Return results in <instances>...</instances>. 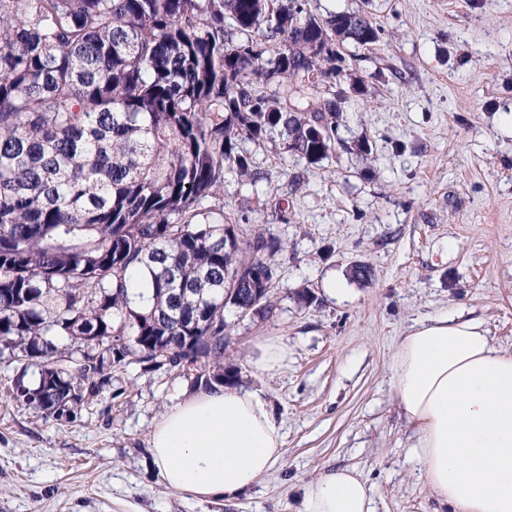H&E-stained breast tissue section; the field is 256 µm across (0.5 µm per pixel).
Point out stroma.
Here are the masks:
<instances>
[{"label":"stroma","instance_id":"stroma-1","mask_svg":"<svg viewBox=\"0 0 512 512\" xmlns=\"http://www.w3.org/2000/svg\"><path fill=\"white\" fill-rule=\"evenodd\" d=\"M363 12L379 42L348 46L340 144L319 163L280 141L244 142L258 174L225 169L229 221L282 240L269 319L227 315L225 365L262 388L285 453L236 497L167 489L149 435L193 385L132 366L74 414L44 420L0 363V512H296L327 467L355 468L375 512H436L391 387L390 360L415 322L465 310L512 351V0H310ZM365 265L372 281L354 279ZM346 289L326 293L328 278ZM288 359L253 371L255 345ZM257 347L259 353L252 364L262 374L278 371L288 357V345L280 339L266 338Z\"/></svg>","mask_w":512,"mask_h":512}]
</instances>
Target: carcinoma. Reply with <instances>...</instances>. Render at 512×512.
<instances>
[{"label": "carcinoma", "instance_id": "1", "mask_svg": "<svg viewBox=\"0 0 512 512\" xmlns=\"http://www.w3.org/2000/svg\"><path fill=\"white\" fill-rule=\"evenodd\" d=\"M309 0H0V358L13 398L59 419L109 370L222 383L224 312L274 315L281 240L224 220L245 141L329 158L343 119L330 47L379 41ZM276 83L272 90L271 83ZM267 273L255 299L242 269ZM37 372L25 382L29 369Z\"/></svg>", "mask_w": 512, "mask_h": 512}]
</instances>
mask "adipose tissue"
I'll return each instance as SVG.
<instances>
[{
	"label": "adipose tissue",
	"instance_id": "obj_1",
	"mask_svg": "<svg viewBox=\"0 0 512 512\" xmlns=\"http://www.w3.org/2000/svg\"><path fill=\"white\" fill-rule=\"evenodd\" d=\"M424 483L444 512H512V352L464 311L415 323L390 361ZM162 484L200 499L238 495L271 472L284 439L261 389L196 385L155 423ZM298 512H375L351 468L322 472Z\"/></svg>",
	"mask_w": 512,
	"mask_h": 512
}]
</instances>
